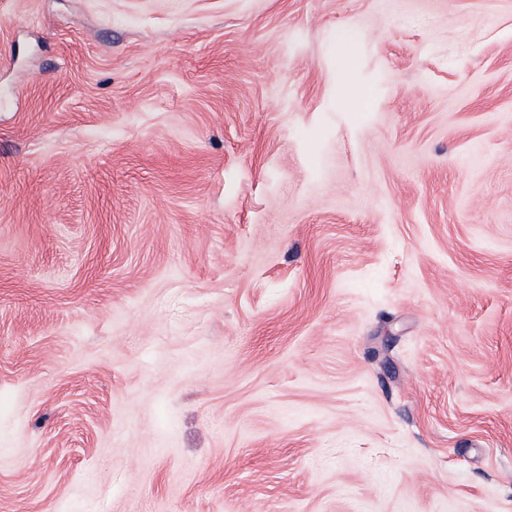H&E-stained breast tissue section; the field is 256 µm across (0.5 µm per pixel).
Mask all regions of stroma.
Here are the masks:
<instances>
[{
	"label": "stroma",
	"instance_id": "1",
	"mask_svg": "<svg viewBox=\"0 0 512 512\" xmlns=\"http://www.w3.org/2000/svg\"><path fill=\"white\" fill-rule=\"evenodd\" d=\"M0 512H512V0H0Z\"/></svg>",
	"mask_w": 512,
	"mask_h": 512
}]
</instances>
